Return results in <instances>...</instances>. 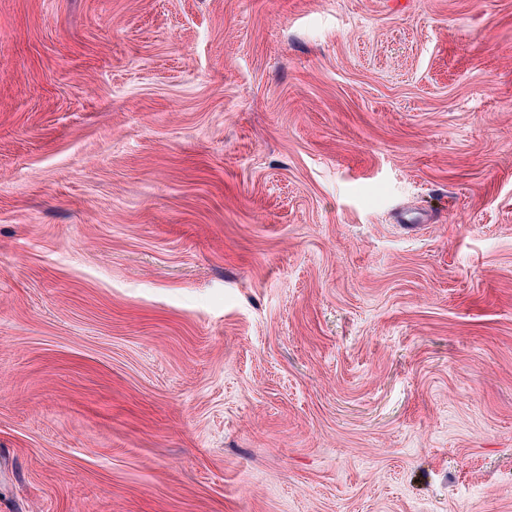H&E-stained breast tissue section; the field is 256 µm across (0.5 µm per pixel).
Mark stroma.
Masks as SVG:
<instances>
[{"instance_id":"1","label":"stroma","mask_w":512,"mask_h":512,"mask_svg":"<svg viewBox=\"0 0 512 512\" xmlns=\"http://www.w3.org/2000/svg\"><path fill=\"white\" fill-rule=\"evenodd\" d=\"M0 512H512V0H0Z\"/></svg>"}]
</instances>
